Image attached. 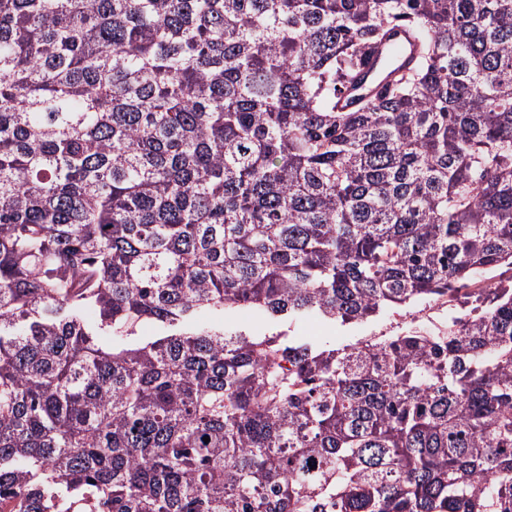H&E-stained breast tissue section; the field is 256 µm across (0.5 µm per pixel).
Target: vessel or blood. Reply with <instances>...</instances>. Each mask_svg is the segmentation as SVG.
<instances>
[{
    "label": "vessel or blood",
    "instance_id": "1",
    "mask_svg": "<svg viewBox=\"0 0 512 512\" xmlns=\"http://www.w3.org/2000/svg\"><path fill=\"white\" fill-rule=\"evenodd\" d=\"M417 53L418 48L406 28H392L383 44L369 49L360 72L340 94L339 107L351 110L378 97L386 84L413 65Z\"/></svg>",
    "mask_w": 512,
    "mask_h": 512
}]
</instances>
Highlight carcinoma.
Returning <instances> with one entry per match:
<instances>
[{"label": "carcinoma", "mask_w": 512, "mask_h": 512, "mask_svg": "<svg viewBox=\"0 0 512 512\" xmlns=\"http://www.w3.org/2000/svg\"><path fill=\"white\" fill-rule=\"evenodd\" d=\"M396 25L414 67L338 108ZM504 268L512 0H0L13 512H512ZM445 297L339 347L194 320Z\"/></svg>", "instance_id": "obj_1"}]
</instances>
